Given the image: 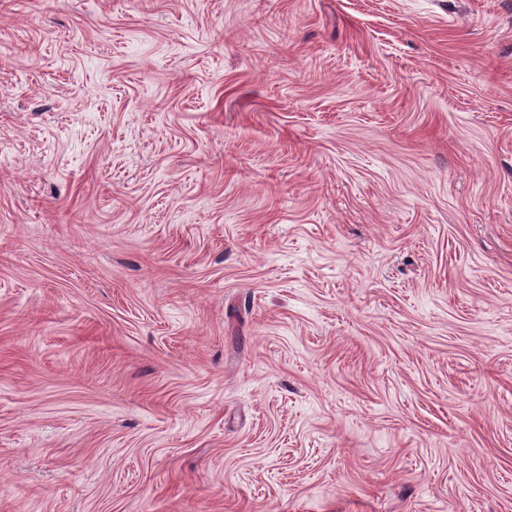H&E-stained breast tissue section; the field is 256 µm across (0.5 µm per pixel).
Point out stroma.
I'll return each mask as SVG.
<instances>
[{"label": "stroma", "mask_w": 512, "mask_h": 512, "mask_svg": "<svg viewBox=\"0 0 512 512\" xmlns=\"http://www.w3.org/2000/svg\"><path fill=\"white\" fill-rule=\"evenodd\" d=\"M0 512H512V0H0Z\"/></svg>", "instance_id": "obj_1"}]
</instances>
